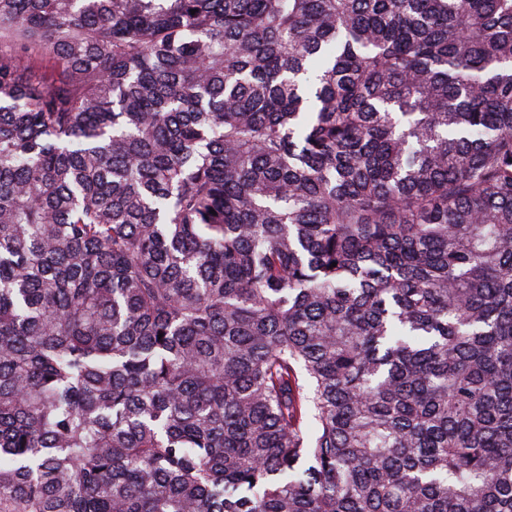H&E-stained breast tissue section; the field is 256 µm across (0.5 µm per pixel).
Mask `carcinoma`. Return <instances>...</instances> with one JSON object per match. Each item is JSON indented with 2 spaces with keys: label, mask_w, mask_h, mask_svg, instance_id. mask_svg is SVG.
<instances>
[{
  "label": "carcinoma",
  "mask_w": 512,
  "mask_h": 512,
  "mask_svg": "<svg viewBox=\"0 0 512 512\" xmlns=\"http://www.w3.org/2000/svg\"><path fill=\"white\" fill-rule=\"evenodd\" d=\"M0 512H512V0H0Z\"/></svg>",
  "instance_id": "carcinoma-1"
}]
</instances>
